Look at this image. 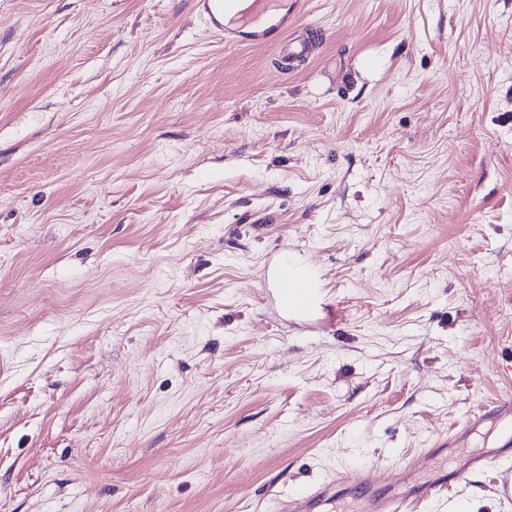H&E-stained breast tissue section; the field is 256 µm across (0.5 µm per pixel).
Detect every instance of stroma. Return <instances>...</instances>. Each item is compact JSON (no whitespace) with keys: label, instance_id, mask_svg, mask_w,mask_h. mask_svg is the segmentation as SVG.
<instances>
[{"label":"stroma","instance_id":"stroma-1","mask_svg":"<svg viewBox=\"0 0 512 512\" xmlns=\"http://www.w3.org/2000/svg\"><path fill=\"white\" fill-rule=\"evenodd\" d=\"M310 2L282 69L192 0H0V512H278L512 397V0ZM317 285L310 288L307 280L296 278L290 275H284L278 281L276 295L280 306L288 312V315L294 316L305 313L315 300L314 295Z\"/></svg>","mask_w":512,"mask_h":512}]
</instances>
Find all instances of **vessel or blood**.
I'll use <instances>...</instances> for the list:
<instances>
[{
  "label": "vessel or blood",
  "instance_id": "1",
  "mask_svg": "<svg viewBox=\"0 0 512 512\" xmlns=\"http://www.w3.org/2000/svg\"><path fill=\"white\" fill-rule=\"evenodd\" d=\"M194 7L209 30L221 40L239 46L276 48L287 43L293 27L287 15L281 14L279 0H193ZM276 295L280 306L289 315L305 313L314 301L315 291L302 278L286 275L280 278ZM495 419L505 433L512 436V398L499 399L494 404L471 413L465 430L476 429L483 421ZM493 455L480 453L463 459L448 472L418 484L413 471L402 473L397 483L380 485L359 473L337 476L335 489L320 487L302 489L289 499V512H311L329 495L346 498L356 495L364 512H412L415 502L432 498L469 481L473 474L492 464Z\"/></svg>",
  "mask_w": 512,
  "mask_h": 512
}]
</instances>
